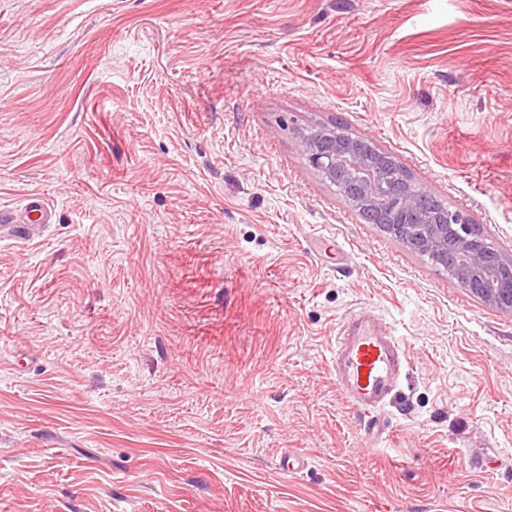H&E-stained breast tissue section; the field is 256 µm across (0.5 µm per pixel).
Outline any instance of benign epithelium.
Instances as JSON below:
<instances>
[{"instance_id": "benign-epithelium-1", "label": "benign epithelium", "mask_w": 512, "mask_h": 512, "mask_svg": "<svg viewBox=\"0 0 512 512\" xmlns=\"http://www.w3.org/2000/svg\"><path fill=\"white\" fill-rule=\"evenodd\" d=\"M360 142L359 138L340 142L327 130L320 140L304 143V152L309 165L332 183L336 178L337 159L356 154ZM388 158L386 153L367 158L365 179L351 183L346 196L370 199L372 220L396 238L416 246L417 250L430 251L445 258L448 252H453L457 259L458 281L499 310L512 313V262L488 250L472 236V221L467 215L450 211L441 220L423 217L411 191L400 193L398 211L394 215L379 204L377 196L383 177V162Z\"/></svg>"}]
</instances>
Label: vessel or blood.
I'll return each instance as SVG.
<instances>
[{
  "label": "vessel or blood",
  "mask_w": 512,
  "mask_h": 512,
  "mask_svg": "<svg viewBox=\"0 0 512 512\" xmlns=\"http://www.w3.org/2000/svg\"><path fill=\"white\" fill-rule=\"evenodd\" d=\"M49 214L48 203L36 193L28 195L22 211L0 209V240L33 242ZM330 361L339 391L364 414L368 434L378 437L381 414L395 397L408 367L402 341L387 323L359 311L341 323Z\"/></svg>",
  "instance_id": "1"
}]
</instances>
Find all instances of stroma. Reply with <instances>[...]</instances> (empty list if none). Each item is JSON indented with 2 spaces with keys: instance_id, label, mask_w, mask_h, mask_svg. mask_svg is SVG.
Listing matches in <instances>:
<instances>
[{
  "instance_id": "stroma-1",
  "label": "stroma",
  "mask_w": 512,
  "mask_h": 512,
  "mask_svg": "<svg viewBox=\"0 0 512 512\" xmlns=\"http://www.w3.org/2000/svg\"><path fill=\"white\" fill-rule=\"evenodd\" d=\"M338 122L512 259V0H0V206L52 210L0 241V512H512V314L309 166ZM50 206L36 193L28 195L23 210L6 211L0 208V240L15 239L30 243L38 238L37 228L49 222ZM330 361L339 391L367 416L368 434L381 440L379 419L408 367L404 344L387 323L358 311L341 323Z\"/></svg>"
}]
</instances>
